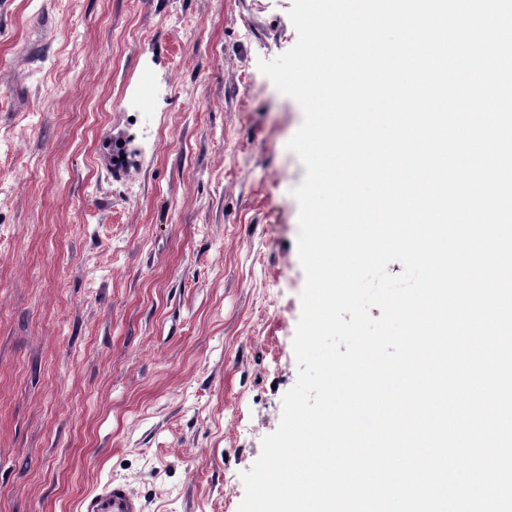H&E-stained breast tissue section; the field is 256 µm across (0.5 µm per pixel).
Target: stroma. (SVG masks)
I'll return each mask as SVG.
<instances>
[{
    "instance_id": "1",
    "label": "stroma",
    "mask_w": 512,
    "mask_h": 512,
    "mask_svg": "<svg viewBox=\"0 0 512 512\" xmlns=\"http://www.w3.org/2000/svg\"><path fill=\"white\" fill-rule=\"evenodd\" d=\"M292 0H0V512H238L305 274ZM81 512H144L138 496L121 482H110L99 491L86 495L80 503Z\"/></svg>"
}]
</instances>
